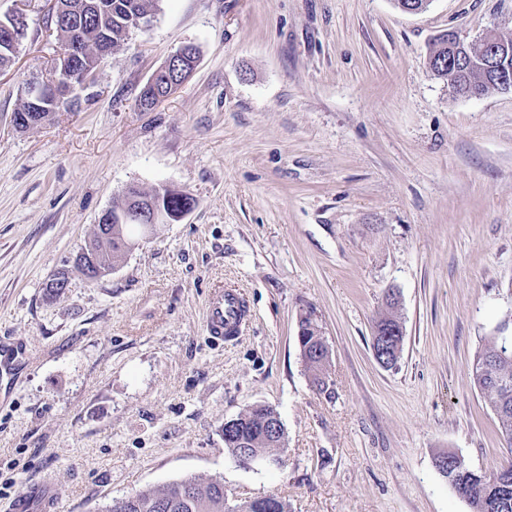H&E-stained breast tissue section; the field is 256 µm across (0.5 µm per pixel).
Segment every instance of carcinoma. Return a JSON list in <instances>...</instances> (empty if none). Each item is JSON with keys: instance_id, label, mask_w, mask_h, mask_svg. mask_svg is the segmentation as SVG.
<instances>
[{"instance_id": "carcinoma-1", "label": "carcinoma", "mask_w": 512, "mask_h": 512, "mask_svg": "<svg viewBox=\"0 0 512 512\" xmlns=\"http://www.w3.org/2000/svg\"><path fill=\"white\" fill-rule=\"evenodd\" d=\"M159 0H57L60 15H51L49 27L55 34L62 53L71 45L69 35L72 21L81 25L84 47L100 60L124 45L131 33L149 25L155 16ZM430 70L438 78L448 75V35L435 38L429 56ZM75 105L56 102L49 92L34 107L22 103L21 112H40L48 117L62 109L72 111ZM162 211L179 212L193 209L196 199L188 192H174L161 188L152 192ZM136 224L112 226V242L103 244L98 236L83 247L95 260L112 257L117 263L126 254L125 240L133 238ZM298 341L301 355L310 373L311 382L322 391L328 387L326 379L327 358L317 354L326 341L309 317L300 321ZM501 337L494 336L477 354L473 363L475 387L495 411L499 431L512 448V355L498 353ZM280 420L278 412L270 406H258L237 416L231 428L224 429V447L248 448L252 452H265L280 448L285 433L273 436L267 432L268 423ZM448 460L443 477L471 507V512H504L512 506L504 496H512V465L488 473L470 466L453 452H444ZM126 512H231L224 498V480L201 481L187 478L168 483L160 488H150L128 496ZM248 512H288L284 501L274 495L255 498Z\"/></svg>"}]
</instances>
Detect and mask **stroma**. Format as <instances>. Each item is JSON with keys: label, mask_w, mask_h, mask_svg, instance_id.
Listing matches in <instances>:
<instances>
[{"label": "stroma", "mask_w": 512, "mask_h": 512, "mask_svg": "<svg viewBox=\"0 0 512 512\" xmlns=\"http://www.w3.org/2000/svg\"><path fill=\"white\" fill-rule=\"evenodd\" d=\"M53 0L0 70V512L51 480L62 512L188 477L230 504L273 494L288 512H471L436 469L453 452L512 464L471 366L512 315V91L454 94L433 38L512 36V0H160L149 27L101 60L76 112L12 122L58 45ZM187 82L150 112L137 95L181 45ZM191 193L106 277L74 258L127 185ZM68 286L48 295L45 282ZM244 291L253 319L214 344L209 292ZM395 291L391 369L373 324ZM312 315L329 389L298 343ZM274 407L285 442L243 468L226 420Z\"/></svg>", "instance_id": "35a3bbf8"}]
</instances>
